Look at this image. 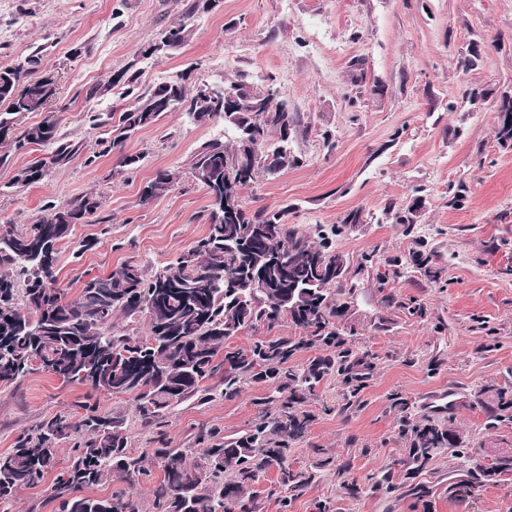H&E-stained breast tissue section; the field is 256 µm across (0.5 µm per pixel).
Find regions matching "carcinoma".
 I'll return each mask as SVG.
<instances>
[{
    "mask_svg": "<svg viewBox=\"0 0 512 512\" xmlns=\"http://www.w3.org/2000/svg\"><path fill=\"white\" fill-rule=\"evenodd\" d=\"M188 36L189 28L180 23L161 33V43L176 51ZM42 58L38 47L18 65L0 69V145H6L0 163L31 146L52 148L18 169L11 187L37 184L82 154L90 166L117 151L119 172H136L142 156L124 152V143L169 112V99L198 124L223 121L228 134L225 140L202 143L189 160L194 180L210 200L206 234L149 275L137 264H125L90 277L72 297L60 287L58 246L75 225L88 223L101 210L99 194L62 206L49 204L37 224L20 229L0 225V267L5 269L0 274V387L42 371L96 393L126 395L142 425L153 431L155 444L133 453L125 418L83 401L79 419L68 413L44 419L21 432L10 451L0 453V502L40 483L55 466L60 443L69 442V465L52 488L57 512H139L136 489L150 476L148 458L162 471L161 481L150 489L152 512H257L253 485L271 468L278 469V478L270 494L280 495L288 507L315 478V473L295 471L287 463L290 446L309 433L312 415L303 408L308 395L334 375L354 397L364 379V363L339 326L352 315L354 288H343L350 262L336 250V238L360 223V217L355 213L343 224H319L312 241L288 223L286 207L243 208L242 189L301 162L291 148L298 114L274 85L260 87L245 74L212 96L197 82L194 90L188 89L191 69L144 87L132 60L112 80L124 84L123 94L133 97L118 124L110 125L112 112L87 113L91 126H112V137L100 139L96 148L87 151L83 143L61 141L51 113L8 142L18 116L44 112L55 98L51 78L29 79ZM273 133L278 144L271 147ZM172 183L169 171L157 170L145 182L142 199L164 194ZM285 253L291 262L282 270L271 259ZM408 261L428 279L440 278L442 269L430 256L414 252ZM259 267L268 288L251 285V273ZM118 313L144 320L146 336L115 329L112 320ZM285 319L299 336L266 337L246 348L228 345L247 329H272ZM314 345L321 354L293 363L299 352ZM268 377L277 379L275 389L258 401L260 415L240 436L226 439L215 428H203L195 436L198 447L169 446L164 428L177 405L190 399L200 404L217 397L232 400L244 384ZM477 401L487 428L512 422L511 386H485ZM453 420L452 415L446 424L400 420L399 435L408 445L402 464L421 471L445 451L456 459L469 458ZM506 475L512 476V452L460 470L448 481V496L464 501L476 488ZM112 482L120 487L107 497L83 494ZM368 488L392 495L400 486L387 471L368 476L364 484L352 482L346 491L357 497Z\"/></svg>",
    "mask_w": 512,
    "mask_h": 512,
    "instance_id": "obj_1",
    "label": "carcinoma"
}]
</instances>
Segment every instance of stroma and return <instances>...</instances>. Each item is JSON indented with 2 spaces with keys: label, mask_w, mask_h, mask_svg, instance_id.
I'll use <instances>...</instances> for the list:
<instances>
[{
  "label": "stroma",
  "mask_w": 512,
  "mask_h": 512,
  "mask_svg": "<svg viewBox=\"0 0 512 512\" xmlns=\"http://www.w3.org/2000/svg\"><path fill=\"white\" fill-rule=\"evenodd\" d=\"M192 0H0V68L44 47L39 76L55 79L49 105L64 139L94 144L100 132L90 112L131 105L113 78L137 60L142 85L196 69L208 83L247 74L257 85L274 81L301 121L294 148L298 167L259 180L242 192L245 209L289 208L288 221L306 236L320 224L361 221L338 238L350 261L354 288L350 346L372 369L358 396L347 399L336 377L326 378L307 403L313 415L306 440L288 462L317 476L281 510L268 490L276 470L254 487L259 512H414L411 490L430 489V512H512V479L479 488L466 501L450 500L448 478L456 459L444 453L409 476L402 466L401 416L453 422L465 437L471 463H486L494 448H512V424L486 429L475 401L485 385H512V149L495 137L500 94L512 89V0H223L205 14H190ZM189 20L187 43L170 56L138 57L166 28ZM472 70L461 62L472 51ZM103 95L89 97L95 87ZM485 89L482 105L465 91ZM223 123L195 124L171 112L129 139L125 150L142 154L138 171L113 175L118 159L93 165L75 159L42 182L10 187L17 169L46 150L11 154L0 165V221L34 224L52 202L102 195L95 222L76 225L60 244L58 278L78 291L84 276L109 274L125 263L152 270L186 252L207 230L209 198L188 161L206 140L223 136ZM174 176L164 196L142 202L157 170ZM463 187L462 201L451 190ZM421 208L412 230L387 217L411 198ZM441 268L432 281L414 267L394 275V258L416 250ZM394 296L395 304L384 301ZM273 382L246 384L232 400L193 401L175 407L166 432L175 448L193 447L200 428L236 437L257 416L259 398ZM453 390L451 412L425 398ZM407 402L395 407L394 398ZM85 388L37 372L0 388V453L21 431L60 412L78 414ZM60 450L53 473L19 492L0 512H53L51 488L67 468ZM394 471L400 493L344 486L372 473Z\"/></svg>",
  "instance_id": "35a3bbf8"
}]
</instances>
